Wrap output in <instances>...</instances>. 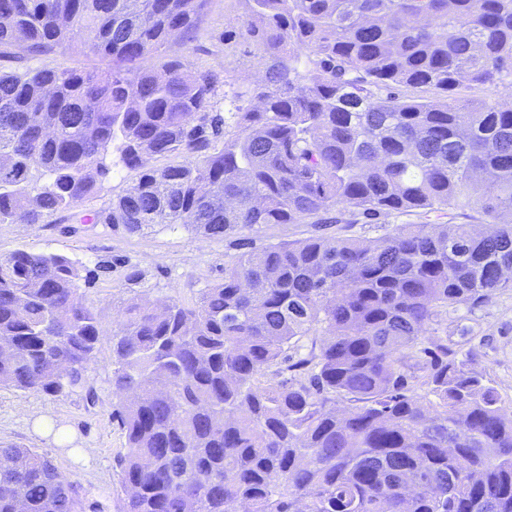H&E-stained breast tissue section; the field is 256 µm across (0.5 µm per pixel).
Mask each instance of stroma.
<instances>
[{
    "label": "stroma",
    "mask_w": 512,
    "mask_h": 512,
    "mask_svg": "<svg viewBox=\"0 0 512 512\" xmlns=\"http://www.w3.org/2000/svg\"><path fill=\"white\" fill-rule=\"evenodd\" d=\"M245 0H209L192 42L170 40L149 57L147 66L175 57L186 71H224L228 90L255 87L260 77L261 51L244 41L239 26ZM108 60L87 55L67 43L47 56L24 51L0 59V71L28 68H108ZM137 178L134 171H113L100 179L94 192L76 205L93 212L106 208ZM75 209V210H76ZM73 212V211H72ZM71 211H62L44 224H0V255L17 250L65 254L78 261L87 280L81 285L85 304L98 315L103 329L99 352L90 363L88 379L99 401L88 405L74 393L52 398L0 386V443L24 445L47 455L69 481L81 484L88 503L101 512H121L119 455L127 438L112 418L117 399L112 393V343L124 302L140 292L152 299L194 301L200 289L224 276L233 250L227 241L208 238L164 225L128 235L108 224H78ZM145 271L142 285L128 282L131 267ZM448 349L470 369L480 372L499 394L506 413H512V289L498 292L481 306L448 312ZM94 449L84 459L82 449Z\"/></svg>",
    "instance_id": "stroma-1"
}]
</instances>
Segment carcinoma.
I'll use <instances>...</instances> for the list:
<instances>
[{"mask_svg": "<svg viewBox=\"0 0 512 512\" xmlns=\"http://www.w3.org/2000/svg\"><path fill=\"white\" fill-rule=\"evenodd\" d=\"M206 4L0 0V57L77 38L112 61L0 71V224H42L121 166L136 181L79 223L314 227L239 253L192 305L125 302V512H512V415L429 338L448 308L512 288V104L453 96L512 78V0H253L240 29L261 91L221 98L222 70L144 66L193 41ZM175 155L194 161L147 167ZM466 207L491 230L453 223ZM403 216L424 223L342 233ZM81 281L62 254L0 256V385L96 402L103 334ZM21 501L86 512L51 459L1 443L0 512ZM406 222L419 224L420 221L411 217H401L392 224H355L346 232L347 235L357 237L360 240H372L387 232H390L395 226L394 224H406Z\"/></svg>", "mask_w": 512, "mask_h": 512, "instance_id": "cac0c4a2", "label": "carcinoma"}]
</instances>
